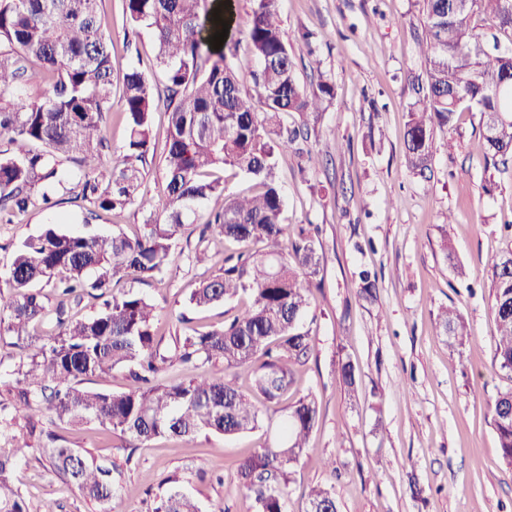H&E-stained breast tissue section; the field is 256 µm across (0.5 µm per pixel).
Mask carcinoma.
I'll list each match as a JSON object with an SVG mask.
<instances>
[{"mask_svg":"<svg viewBox=\"0 0 512 512\" xmlns=\"http://www.w3.org/2000/svg\"><path fill=\"white\" fill-rule=\"evenodd\" d=\"M100 0H0V216L26 213L37 201L51 203L57 165L78 166L70 202L87 201L105 211L135 206L145 214L134 238L70 234L55 224L25 239L6 277L0 279V341L20 350L18 362L0 368L9 399L0 400V512H27L24 494L14 484L19 463L33 445L15 433L19 422L37 451L50 459L54 475L112 512L117 499L132 500L137 489L124 469L43 427L92 424L123 439L141 443L172 438L191 443L202 434L234 436L262 422L263 402L288 396L295 367L311 354L306 314L312 289L319 287L321 255L310 225L284 224V198L276 179V155L308 138L307 117L336 97L334 85L321 78L307 90L295 75L293 56L280 27L277 0H254L242 37L224 39L218 50L209 40L221 22L236 24L232 0H123L131 31L146 25L163 69L164 96L148 78L131 69L122 76L119 100L113 98L112 41L106 36ZM220 13H215V10ZM425 40L419 43L427 66L426 84H412L405 132L406 170L429 180L436 133L454 149L453 131L460 109L482 116L484 158L493 164L512 157V92H496L512 81V48L487 47L471 26L477 12L495 15L500 29L512 32V0H424ZM220 16L221 21L214 20ZM257 62L254 92L242 89L234 65L240 49ZM39 67L41 86H31ZM168 110L164 194L140 192L152 146V116L159 104ZM120 105L127 124L123 152L108 163L103 132L107 116ZM297 114L288 126L284 117ZM229 167L255 180L250 197L225 193L210 178ZM224 197L218 210L204 204ZM203 225L200 239L212 230L229 249L222 273L199 283L189 298L209 308L232 298L248 306L219 328L192 329L174 339L173 350L160 352L156 308L133 291L116 293L118 277L148 282L176 261L181 231ZM498 335L494 363L512 372V249L491 269ZM59 296L53 330L40 338L38 352L23 355L32 339L29 327L48 316L39 285ZM90 297L100 301L88 318L70 315L67 304ZM439 334L463 346L472 336L462 318L445 308L437 318ZM222 364L224 375L205 370ZM180 365L187 379L163 381V366ZM253 367L251 391L235 382L234 370ZM122 367L135 385L121 393L84 386L94 377ZM336 372L344 392L357 398L359 370L348 357ZM493 426L504 462L512 466V388L490 403ZM319 418L316 396L308 392L287 406L273 439L242 459L241 486L253 493L256 512H287L290 469L308 448ZM177 479L162 481L153 512H200ZM308 512H338L325 487L309 494Z\"/></svg>","mask_w":512,"mask_h":512,"instance_id":"1","label":"carcinoma"}]
</instances>
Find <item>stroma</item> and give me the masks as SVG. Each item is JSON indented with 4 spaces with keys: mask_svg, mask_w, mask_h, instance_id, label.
I'll return each mask as SVG.
<instances>
[{
    "mask_svg": "<svg viewBox=\"0 0 512 512\" xmlns=\"http://www.w3.org/2000/svg\"><path fill=\"white\" fill-rule=\"evenodd\" d=\"M423 0H279L281 28L304 87L327 77L333 102L313 121L307 140L277 157V178L288 224H314L322 256L321 287L314 293V351L295 374L296 393H315L320 409L306 455L291 473L287 512H307L306 494L316 485L331 489L339 512H512V466L501 457L489 410L499 391L512 387V374L493 362L496 317L491 266L512 248V161L498 171L486 167L480 112L457 115L455 149L438 145L432 178L422 181L404 166L406 113L413 96L409 81L425 76L418 44L424 36ZM112 38L115 76L142 70L155 91L164 75L149 29L126 34L123 0H102ZM313 32L312 42L299 37ZM167 115H154L153 147L143 167V191L165 188L163 159ZM319 162L301 175L304 152ZM74 163L65 175L58 206L31 209L19 221L0 223V276L18 245L50 222L72 233L135 236L145 221L131 207L122 214L86 210L68 203ZM453 259L440 250V227L448 216ZM198 243L187 231L178 241L184 255L162 280L137 284L160 313L162 347L191 328L221 326L243 307L240 299L207 309L190 305L203 278L219 274L224 242L210 237L212 261H188ZM466 270L457 277L453 263ZM377 274L373 297L361 295L359 273ZM463 318L473 339L450 346L437 335L440 307ZM360 371V403L351 405L334 371L338 354ZM283 411L264 412L261 428L233 437L209 435L191 446L155 440L127 456L121 439L88 425L66 429L71 447L127 465L138 488L135 501L115 503V512H150L160 482L177 478L201 512H254L253 500L237 478L239 459L278 433ZM208 475L198 478V459ZM335 471L322 468L323 459ZM29 512L46 501L59 512H98L64 485L46 458L16 472Z\"/></svg>",
    "mask_w": 512,
    "mask_h": 512,
    "instance_id": "1",
    "label": "stroma"
}]
</instances>
